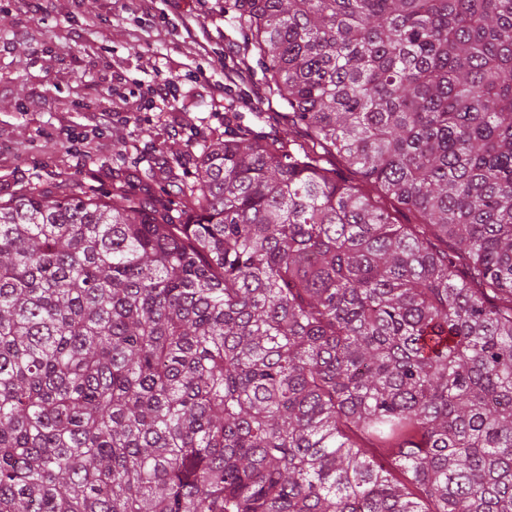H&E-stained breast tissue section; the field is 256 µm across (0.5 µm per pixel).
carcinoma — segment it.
Masks as SVG:
<instances>
[{"label": "carcinoma", "mask_w": 512, "mask_h": 512, "mask_svg": "<svg viewBox=\"0 0 512 512\" xmlns=\"http://www.w3.org/2000/svg\"><path fill=\"white\" fill-rule=\"evenodd\" d=\"M227 2L283 126L0 200V512H512V0Z\"/></svg>", "instance_id": "obj_1"}]
</instances>
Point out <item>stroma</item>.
<instances>
[{
    "label": "stroma",
    "mask_w": 512,
    "mask_h": 512,
    "mask_svg": "<svg viewBox=\"0 0 512 512\" xmlns=\"http://www.w3.org/2000/svg\"><path fill=\"white\" fill-rule=\"evenodd\" d=\"M91 14L97 26H86ZM188 16L205 28L208 55L177 52ZM245 45L224 0H154L147 14L134 0H42L36 16L26 0H0V198L30 183L134 188L149 169L167 186L173 149L223 132L225 102L210 89ZM115 72L121 99L106 91ZM166 79L175 109L146 110L144 95Z\"/></svg>",
    "instance_id": "obj_1"
}]
</instances>
